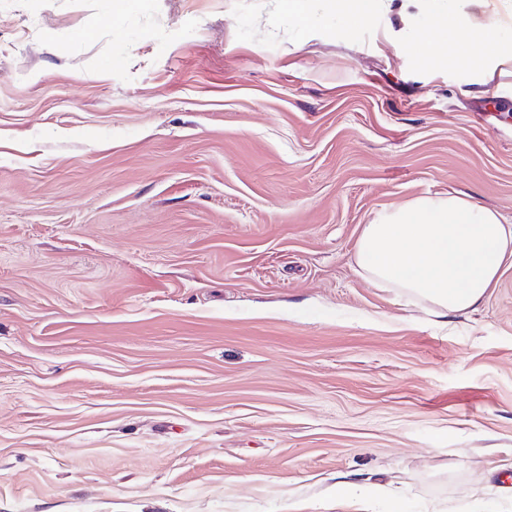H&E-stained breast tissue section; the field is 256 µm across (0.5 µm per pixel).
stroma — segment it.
Returning a JSON list of instances; mask_svg holds the SVG:
<instances>
[{
	"label": "stroma",
	"mask_w": 512,
	"mask_h": 512,
	"mask_svg": "<svg viewBox=\"0 0 512 512\" xmlns=\"http://www.w3.org/2000/svg\"><path fill=\"white\" fill-rule=\"evenodd\" d=\"M111 8L0 0V512H512V265L446 322L356 264L419 197L512 220V62Z\"/></svg>",
	"instance_id": "stroma-1"
}]
</instances>
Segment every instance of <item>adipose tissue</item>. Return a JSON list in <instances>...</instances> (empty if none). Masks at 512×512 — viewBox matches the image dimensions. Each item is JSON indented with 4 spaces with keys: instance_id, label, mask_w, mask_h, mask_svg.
Wrapping results in <instances>:
<instances>
[{
    "instance_id": "1",
    "label": "adipose tissue",
    "mask_w": 512,
    "mask_h": 512,
    "mask_svg": "<svg viewBox=\"0 0 512 512\" xmlns=\"http://www.w3.org/2000/svg\"><path fill=\"white\" fill-rule=\"evenodd\" d=\"M402 19L425 14L432 31L420 53L430 56L447 43L453 62L512 58V0H500L503 15L474 22V0H404ZM512 262V224L492 209L452 194L428 196L377 212L364 225L356 250L362 277L393 288L441 315L477 310Z\"/></svg>"
}]
</instances>
